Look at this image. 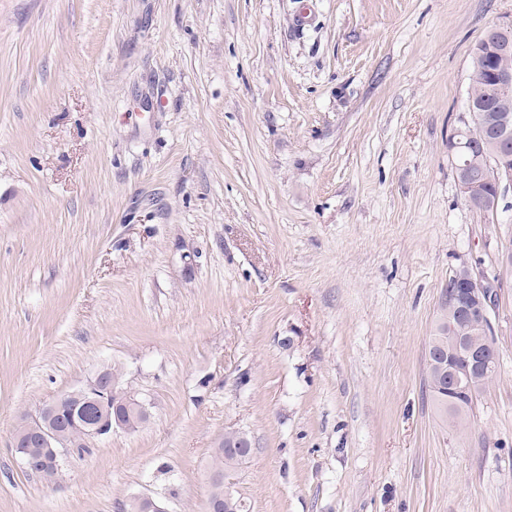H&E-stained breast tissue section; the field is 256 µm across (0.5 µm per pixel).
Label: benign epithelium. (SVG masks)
<instances>
[{"label": "benign epithelium", "mask_w": 512, "mask_h": 512, "mask_svg": "<svg viewBox=\"0 0 512 512\" xmlns=\"http://www.w3.org/2000/svg\"><path fill=\"white\" fill-rule=\"evenodd\" d=\"M495 54L505 58L497 67L488 71L489 79L505 93L512 91V64L506 58L512 56L509 45L495 50ZM448 154L455 163V177L458 189L471 205L479 207L489 199L499 201L501 195L512 187V139L504 135L497 140V165L507 168V176L475 175L467 164L463 163L459 141L455 136L448 138ZM441 299L448 301V352L441 357L448 358V378L434 386V389H447L450 408L458 401L453 394L460 390L462 379L471 378L472 373L483 365L498 358L496 344L487 342L473 345L465 336L456 333V322L460 316L486 325L490 322V310L496 299L491 288L481 277L470 273L462 287L443 290ZM73 399L75 405L65 411L61 409L63 400ZM149 418V411L143 400L134 393L119 386L118 380L108 378V370H100L85 386L64 394L46 403L35 418L25 419L18 425V434L13 436L12 450L24 468L41 475L47 469L60 472L63 457L75 452L71 448L68 431L78 429L85 442L107 436L116 430H130L132 422L141 424ZM252 454V443L243 433H235L225 445L224 456L244 460ZM241 503L226 492L224 498L209 493L206 512H220L222 509L238 510ZM126 512H167L164 503L148 494L130 498L125 506Z\"/></svg>", "instance_id": "obj_1"}]
</instances>
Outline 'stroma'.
<instances>
[{"instance_id":"stroma-1","label":"stroma","mask_w":512,"mask_h":512,"mask_svg":"<svg viewBox=\"0 0 512 512\" xmlns=\"http://www.w3.org/2000/svg\"><path fill=\"white\" fill-rule=\"evenodd\" d=\"M306 9L305 27L294 25ZM512 0H0V512H512V190L458 191ZM500 368L463 429L427 353L460 266ZM119 365L149 420L56 484L21 419ZM224 447V454L215 453L213 457L212 470L219 476H224V468L239 464V462L232 463L226 457L244 460L252 454L253 449L250 439L245 434L237 431H235V434L230 438L229 442L224 445ZM218 475L210 474L209 482L212 484H218L221 481Z\"/></svg>"}]
</instances>
